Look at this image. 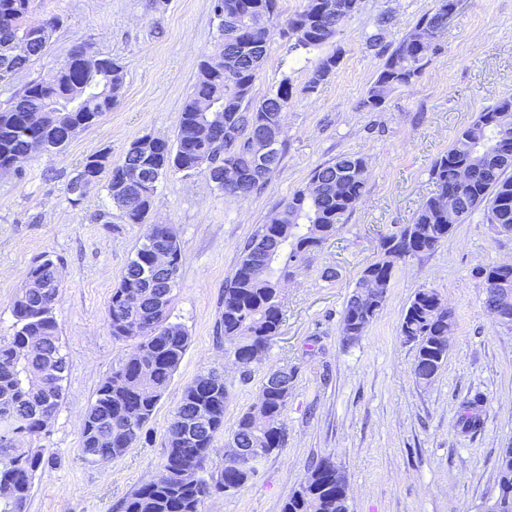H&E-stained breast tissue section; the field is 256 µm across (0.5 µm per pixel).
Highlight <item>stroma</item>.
I'll use <instances>...</instances> for the list:
<instances>
[{
  "label": "stroma",
  "instance_id": "1",
  "mask_svg": "<svg viewBox=\"0 0 512 512\" xmlns=\"http://www.w3.org/2000/svg\"><path fill=\"white\" fill-rule=\"evenodd\" d=\"M434 0H367L362 12L323 46L338 53L335 73L306 93L303 50L273 37L253 89L263 96L290 77L294 96L284 122L285 149L267 184L245 198L216 190L205 176L170 173L158 183L151 224L176 230L183 252L172 319L189 336L186 354L139 442L104 467L80 459V428L100 383L130 349L114 340L105 308L144 226L128 224L106 191L72 202L66 184L83 160L108 152L123 161L146 134L174 138L183 103L218 37L212 0H34L33 19L63 24L44 55L12 86L51 77L78 45L119 60L125 84L118 103L58 152H33L18 172L0 175V336L13 332L12 302L38 259L59 272L55 317L70 361L46 452L32 482L29 512H122V501L157 479L167 430L184 387L222 371L229 390V431L257 400L269 368L295 372L283 415L286 443L232 495L208 497L202 512H281L310 462L330 458L344 471L350 512H481L498 491L497 461L512 447V330L484 305L478 268L512 260V237L482 213L456 225L435 250L398 263L387 298L361 340L345 344L344 305L382 236L411 223L435 186V158L486 107L512 94V0H460L440 48L413 84L376 112L358 103L384 58L368 48L379 15L391 16L384 44L395 45ZM342 154L369 163L365 193L335 237L316 250L281 297L284 319L261 364L249 375L233 366L220 330L224 287L243 245L312 170ZM105 221H95L96 213ZM336 276L324 280V269ZM433 288L455 315L448 360L428 388L415 385V349L400 323L415 293ZM482 395V425L463 433V404Z\"/></svg>",
  "mask_w": 512,
  "mask_h": 512
}]
</instances>
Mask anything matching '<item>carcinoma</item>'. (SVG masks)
<instances>
[{
    "mask_svg": "<svg viewBox=\"0 0 512 512\" xmlns=\"http://www.w3.org/2000/svg\"><path fill=\"white\" fill-rule=\"evenodd\" d=\"M33 0H0V86L29 69L48 48L61 19L50 15L37 27L29 23ZM279 23L278 0H215L219 41L224 64L214 69L207 61L199 66L192 90L180 112L174 140L158 143L142 136L131 142L122 163L107 168L88 167L67 183L71 201L88 194L86 176L95 175L120 210L127 224H143L149 214L160 177L181 172L202 174L214 187L231 196H248L262 188L278 167L284 146L283 129L275 128L273 158L263 172L251 174L253 159L249 140L279 113L288 110L293 96L290 78L258 102L253 87L274 34H290L293 47L319 50L336 37L346 21L363 7L364 0H319ZM346 4L343 12L336 6ZM448 25V0H436L412 32L427 38ZM74 67H60L52 79H34L0 108V168L28 156L38 140L58 147L69 126L109 112L124 87L123 67L109 59L110 68L99 74L98 54L84 46L71 50ZM336 53L311 61L305 91L314 93L339 64ZM429 61L428 51L402 38L386 50L385 61L366 90L359 107L380 110L389 97L409 87ZM512 139V95L500 98L464 128L448 150L434 161L430 175L436 192L417 209L412 222L385 235L381 254L368 264L342 312V335L355 344L378 315L390 288L398 261L434 250L448 239L454 226L475 211H483L497 233L512 235V157L477 148L494 134ZM239 173L236 190L226 189L221 171ZM468 178L458 181L460 167ZM365 158L342 154L312 170L309 183L317 191L298 189L280 209L273 211L241 250L239 266L224 288V342L242 373L262 362L279 335L283 313L281 285L300 270L309 255L345 224L361 200L367 181ZM454 191L453 206L445 203ZM165 249L173 261L165 270L150 268L152 252ZM182 250L174 228L150 224L143 241L129 261L106 306V323L117 341L133 347L112 368L96 391L81 425V458L91 466H104L123 456L142 438L143 429L170 384L188 348L185 327L170 321V309L179 285ZM485 285L484 304L491 308L495 281H512V270L499 266L477 270ZM28 277L42 284L24 288L12 303L14 331L0 337V512H28L32 479L43 462L45 449L32 444L46 436L64 395L69 361L54 316L59 294L56 265L46 258L34 264ZM382 284L369 299L364 282ZM448 306L432 289L418 291L409 302L400 324V336L415 346L413 378L429 386L448 359ZM293 374L286 368L267 372L255 404L243 413L229 441L242 448H257L252 464L244 469L224 460L219 477L199 476L216 436L224 431V407L229 390L224 375L202 373L184 388L168 429L163 461L187 456L196 475L187 480L179 473L165 481L141 485L127 496L122 512H201L205 499L229 486L238 491L252 481L258 464L281 450L285 443L282 415L292 392ZM31 447H26V444ZM336 464L322 458L308 468L299 490L283 504L281 512H348L346 489L332 480Z\"/></svg>",
    "mask_w": 512,
    "mask_h": 512,
    "instance_id": "1",
    "label": "carcinoma"
}]
</instances>
